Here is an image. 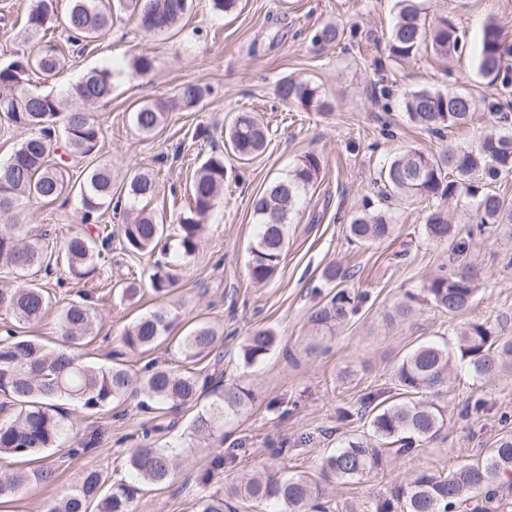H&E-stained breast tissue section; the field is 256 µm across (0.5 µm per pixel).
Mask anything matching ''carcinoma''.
<instances>
[{
    "mask_svg": "<svg viewBox=\"0 0 512 512\" xmlns=\"http://www.w3.org/2000/svg\"><path fill=\"white\" fill-rule=\"evenodd\" d=\"M397 18L387 48L393 61L405 63L416 57L426 39L434 53L447 57L464 47V34L441 17L427 25L420 0H397ZM191 8L189 0H69L64 17H59L57 0H33L22 32L27 39L39 40L35 54H19L0 66V114L8 126L21 132L10 159L0 164V266L16 274L18 285L0 289V309L19 324H33L50 307V295L43 287L24 280L36 267L45 275L59 268L64 259L68 273L82 279L105 258L112 233L99 226L102 208L113 207L128 216L122 225L124 243L131 252L158 256L149 275L152 290L165 294L178 281L176 265L169 260L174 251L187 258L200 247L207 220L224 190V155L212 154L195 170L189 185L188 207L176 218V231L148 208L158 186L153 173L136 171L127 180L123 193H112V169L104 164L88 171L83 179L70 175V159L87 157L98 150L102 128L88 107L112 97V72L92 70L72 86L76 106L60 94H36L28 89L33 76L53 78L67 69L68 58L52 44L48 32L63 25L78 52L99 41L112 28L114 10H126L138 29L149 34H167L178 28ZM339 29L328 23L317 29L312 40L332 45ZM504 51L501 27L488 21L482 31L477 59L478 73L492 82L499 78ZM279 99L290 106H301L329 113L331 106L320 88L310 81L283 78L277 84ZM204 88L191 82L181 85L177 102L185 109L196 107ZM402 105L410 122L440 134L450 126L467 124L476 109L475 99L456 90L419 89L404 95ZM162 102L139 106L132 115L144 135L157 133L164 121ZM226 142L243 162L260 155L268 143L267 128L252 112L234 113L225 129ZM319 156L309 152L298 159L288 175L269 184L255 200L253 213L260 231L249 247V275L265 283L276 273L288 245V223L302 192L318 179ZM512 172V133L489 132L474 146L450 145L438 154L417 148L402 150L389 157L380 171V181L390 189L386 197L401 201L426 200L430 213L424 233L427 239L451 248L458 265L425 279L417 294L407 292L394 315H408L415 304L425 302L450 315L464 313L478 293L479 272L468 260L474 230L462 231L448 222V204L462 197L475 203L477 224H512V205L486 185ZM78 197L81 223L92 226L77 231L64 241L61 256L40 239L29 235L25 222V201L35 198L51 202L64 193ZM351 240L368 246L388 241L395 232L392 215L367 198L363 209L354 213L347 225ZM360 296L341 288L309 322L321 334L333 331L358 309ZM177 314L157 308L129 326L123 344L132 351L150 350L167 334ZM95 308L87 302L72 301L59 315L64 342L80 345L93 335ZM217 331L200 322L178 343L183 360L192 364L215 349ZM276 333L257 329L241 346L244 364L261 361L275 346ZM467 365L479 379L496 377L505 367L512 368V338L496 334L485 323L466 322L453 330V344L425 342L410 350L395 368V380L411 392H437L447 386L456 362ZM198 373L151 365L133 374L119 365L97 367L78 361L62 347H49L37 340L13 333L0 340V392L18 405L15 416L0 422V457L27 458L55 447L64 415L57 401L70 400L90 413H98L126 397L141 398L143 412L154 414L165 408L179 409L196 403L202 389ZM209 408L197 413L188 430L189 438L214 440L223 433L224 416L238 414L251 398L248 389L226 384L213 392ZM370 433L344 440L336 452L322 462L325 475L338 481L363 479L388 463L412 454L420 443L436 438L448 420L447 407L435 402H396L370 409ZM163 431L161 424L144 430L145 443L128 457L135 478L106 485L94 468L84 471L73 489L47 504L45 512H88L97 501L98 512H137L144 485H164L176 475L178 446L154 445L152 435ZM53 477L45 467L0 475V497L29 484H41ZM512 489V433L499 435L483 457L443 473L417 470L395 482L388 499L377 503L375 512H490L499 493ZM258 503H274L279 512H326L320 502L322 490L304 475L280 480L275 476L253 477L234 494ZM200 512H224V495H205Z\"/></svg>",
    "mask_w": 512,
    "mask_h": 512,
    "instance_id": "carcinoma-1",
    "label": "carcinoma"
}]
</instances>
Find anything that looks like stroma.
<instances>
[{"mask_svg": "<svg viewBox=\"0 0 512 512\" xmlns=\"http://www.w3.org/2000/svg\"><path fill=\"white\" fill-rule=\"evenodd\" d=\"M423 5L428 21L445 16L465 31V45L452 61L440 59L426 44L416 62L400 66L391 61L387 40L396 0H239L227 14L214 11L211 0H193L179 28L165 35L143 34L128 13L115 14L109 34L96 48L71 55L59 78L32 79L31 89L47 93L74 85L93 68L114 72L111 101L93 108L103 131L99 150L78 167L110 165L117 191L131 171L154 172L159 188L152 207L166 220L187 207L196 167L211 154L224 155V195L209 217L198 252L182 267L172 297L183 307L157 348L133 351L121 341L125 328L159 303L149 286L154 259L125 248L121 215L110 210L102 215V223L112 227L111 250L79 284H48L42 272H28L30 280L46 284L51 307L40 323L17 326L18 335L61 345L58 315L81 294L94 304L98 321L91 342L76 350L79 360L98 366L121 363L137 372L151 364L181 368L179 339L193 324L207 322L219 331V355L198 361L195 371L240 384L254 395L241 414L225 419L223 441L205 448L188 445L186 428L195 409L162 413L160 420L170 430L159 435V442L185 444L186 460L172 482L144 486L138 512H199L203 495L229 493L256 473L302 474L323 482V458L346 438L367 432L368 401L396 399L394 370L414 346L449 339L462 320L487 323L512 337L508 226L486 225L476 237L473 251L481 287L475 304L459 319L425 303L407 317L387 319L406 292L417 291L429 274L452 264L448 247L428 241L423 233L427 203L390 201L396 224L391 241L367 248L347 239L353 212L363 199L380 196L378 171L386 158L409 147L436 154L451 143H476L497 125L495 105L512 102V0H424ZM29 6L30 0H0L2 64L14 53L38 48L36 41L18 35ZM492 18L504 28L506 51L501 78L491 83L479 76L476 54L482 29ZM329 22L337 24L340 37L335 47L322 50L312 36ZM140 53L155 61L154 71L144 77L133 75L131 68L133 56ZM285 76L319 86L333 103L332 112L324 115L280 101L276 87ZM187 82L207 93L197 107L181 110L174 101ZM385 86L391 91L387 98L380 94ZM422 88L471 94L477 101L472 120L445 128L439 137L421 130L399 103L403 93ZM160 100L170 104L164 128L157 136H144L131 114L138 105ZM240 110L259 113L269 129L265 151L246 164L223 152L227 119ZM387 123L394 131L390 138L383 134ZM201 127L210 129L212 139L195 138ZM308 152L320 156L321 172L291 217L277 275L254 283L247 268L248 248L259 231L252 202ZM25 213L32 236L56 250L82 228L80 204L73 196L30 201ZM333 264L350 270L346 288L364 293L365 299L334 335L318 336L309 317L332 289L323 272ZM132 281L140 291L131 298L123 289ZM260 328L273 329L277 343L263 360L244 366L241 345ZM431 398L448 409V423L437 438L378 474L323 483L326 512H375L403 475L419 469L449 471L475 461L499 434L512 431V370L480 381L454 367L447 386ZM477 400L484 402V410L463 414L464 404ZM62 406L70 413L63 421L65 430L57 447L38 460L52 470V481L0 498V512H44L89 466L111 482L130 479L126 461L139 446L147 420L136 398L93 415L67 400ZM72 425L97 434L96 448L70 453ZM218 452L224 455V467L215 471L211 460Z\"/></svg>", "mask_w": 512, "mask_h": 512, "instance_id": "obj_1", "label": "stroma"}]
</instances>
